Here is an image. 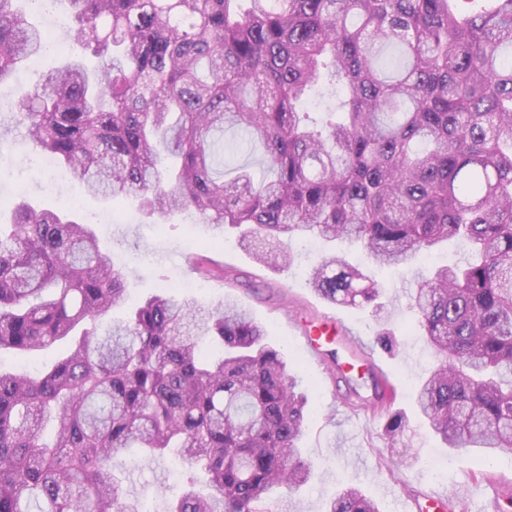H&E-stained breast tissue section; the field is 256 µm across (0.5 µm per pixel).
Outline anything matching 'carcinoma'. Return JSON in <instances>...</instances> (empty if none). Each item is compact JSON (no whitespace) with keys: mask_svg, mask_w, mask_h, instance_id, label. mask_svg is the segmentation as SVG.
<instances>
[{"mask_svg":"<svg viewBox=\"0 0 512 512\" xmlns=\"http://www.w3.org/2000/svg\"><path fill=\"white\" fill-rule=\"evenodd\" d=\"M0 0V82L44 52ZM75 57L21 93L15 119L86 193L141 213L195 212L262 265L288 240L355 244L372 266L450 240L411 296L436 364L415 389L450 450L512 452V0H67ZM394 48V67L381 66ZM342 97L319 124L298 103L321 77ZM259 142L269 175L224 179V129ZM0 224V350L55 345L47 370L0 371V512H144L115 479L136 451L189 476L167 512H266L312 474L307 396L266 330L226 301L166 292L108 319L126 275L74 207L13 202ZM191 266L213 277L211 260ZM307 284L348 310H384L336 252ZM54 424L52 440L42 431ZM326 512H383L355 486Z\"/></svg>","mask_w":512,"mask_h":512,"instance_id":"cac0c4a2","label":"carcinoma"}]
</instances>
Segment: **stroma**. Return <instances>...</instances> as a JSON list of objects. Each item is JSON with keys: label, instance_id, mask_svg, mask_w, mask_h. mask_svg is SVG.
I'll list each match as a JSON object with an SVG mask.
<instances>
[{"label": "stroma", "instance_id": "stroma-1", "mask_svg": "<svg viewBox=\"0 0 512 512\" xmlns=\"http://www.w3.org/2000/svg\"><path fill=\"white\" fill-rule=\"evenodd\" d=\"M68 28L64 22L52 30L60 50L42 54L36 66L0 83V224L10 219L3 199L17 194L44 208L79 199L81 217L94 223L114 263L127 276V294L113 309V317H122L146 297L165 291L209 306L232 301L266 328L270 343L281 351L310 398L300 446L313 464L310 481L298 493L272 500L270 512H325L346 484L360 486L385 512H405L413 499L419 500L420 512H435L424 500L431 490L445 494L450 512H512V453L487 459L448 451L419 416L414 401V387L433 366L434 357L419 334L411 294L422 277L437 266L465 261L466 252L451 243L410 264L379 272L390 301L385 320L379 321L371 310L350 311L327 303L308 287L311 264L329 250L321 241H292L294 264L272 269L239 247L235 232L221 237L186 216L156 224L139 214L134 202L121 205L84 195L61 171L43 169L39 154L30 149L13 118L21 91L43 84L75 54ZM213 238L220 245L208 256L224 274L203 280L189 269L187 259L199 251L202 241ZM330 317L340 319L351 337H337L324 344L319 355L310 356L301 346L302 332ZM332 357L354 363L359 373L371 361L384 368L395 389L391 406L408 419L397 441L383 433L385 412L370 407L371 385L360 386L353 396L343 379H327L326 365ZM187 470V464L171 456L151 461L134 455L115 476L151 512H165Z\"/></svg>", "mask_w": 512, "mask_h": 512}]
</instances>
